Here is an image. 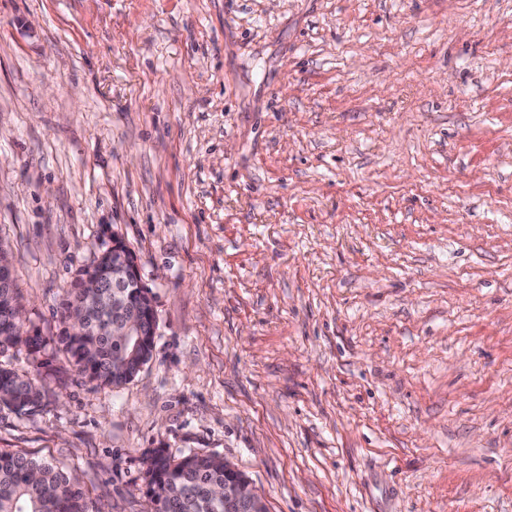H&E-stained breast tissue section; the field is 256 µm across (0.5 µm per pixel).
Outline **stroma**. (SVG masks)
Returning a JSON list of instances; mask_svg holds the SVG:
<instances>
[{
	"label": "stroma",
	"mask_w": 512,
	"mask_h": 512,
	"mask_svg": "<svg viewBox=\"0 0 512 512\" xmlns=\"http://www.w3.org/2000/svg\"><path fill=\"white\" fill-rule=\"evenodd\" d=\"M114 236L150 361L0 409L89 512L156 448L269 512H512V0H0L24 331Z\"/></svg>",
	"instance_id": "obj_1"
}]
</instances>
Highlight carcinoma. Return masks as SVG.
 I'll use <instances>...</instances> for the list:
<instances>
[{"mask_svg":"<svg viewBox=\"0 0 512 512\" xmlns=\"http://www.w3.org/2000/svg\"><path fill=\"white\" fill-rule=\"evenodd\" d=\"M121 255L104 250L78 277L93 274L104 285L107 301L86 294L73 283L62 301L57 337L26 336L17 308L21 295L13 281L0 280V408L20 418L34 415L42 403L32 399L36 378L12 366L17 355L36 356L55 344L56 353L86 382L120 386L134 378V364L149 361L152 351L131 358L125 345L108 336L112 320L142 318L143 290L131 283L114 288L116 274L124 267ZM142 482L151 512H224V503L212 497L213 488L224 485V458L190 452L172 455L156 448L144 461ZM0 512H88L85 493L70 473L52 461L23 450L0 448Z\"/></svg>","mask_w":512,"mask_h":512,"instance_id":"obj_1","label":"carcinoma"}]
</instances>
